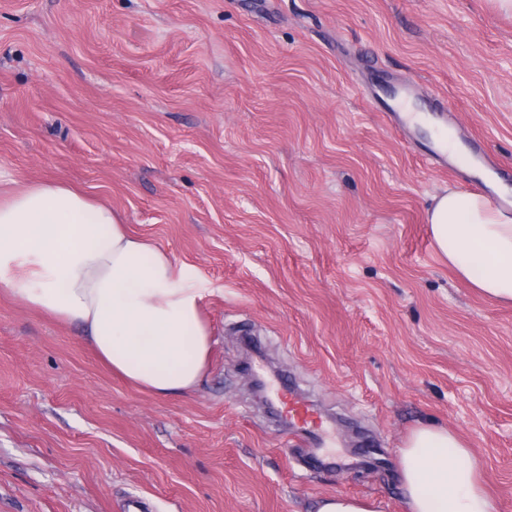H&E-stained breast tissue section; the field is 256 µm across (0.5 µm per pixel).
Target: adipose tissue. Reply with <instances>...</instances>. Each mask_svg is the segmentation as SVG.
Masks as SVG:
<instances>
[{"instance_id":"1","label":"adipose tissue","mask_w":512,"mask_h":512,"mask_svg":"<svg viewBox=\"0 0 512 512\" xmlns=\"http://www.w3.org/2000/svg\"><path fill=\"white\" fill-rule=\"evenodd\" d=\"M428 222L461 280L512 303V209L451 187ZM0 291L80 325L113 371L156 395L189 392L206 372L202 289L110 206L65 183L33 181L0 198ZM400 459L407 512H495L477 460L453 432L416 429Z\"/></svg>"}]
</instances>
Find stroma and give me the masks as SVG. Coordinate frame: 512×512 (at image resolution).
Masks as SVG:
<instances>
[{
	"label": "stroma",
	"instance_id": "1",
	"mask_svg": "<svg viewBox=\"0 0 512 512\" xmlns=\"http://www.w3.org/2000/svg\"><path fill=\"white\" fill-rule=\"evenodd\" d=\"M409 85L418 123L362 95ZM464 162L425 154L439 131ZM110 204L204 288L207 371L159 397L0 294V512H405L400 449L454 431L512 512V305L436 252L450 186L512 202V14L493 0H0V192ZM285 373L322 449L249 374ZM376 502L343 495L327 496L318 505L317 512H379Z\"/></svg>",
	"mask_w": 512,
	"mask_h": 512
}]
</instances>
